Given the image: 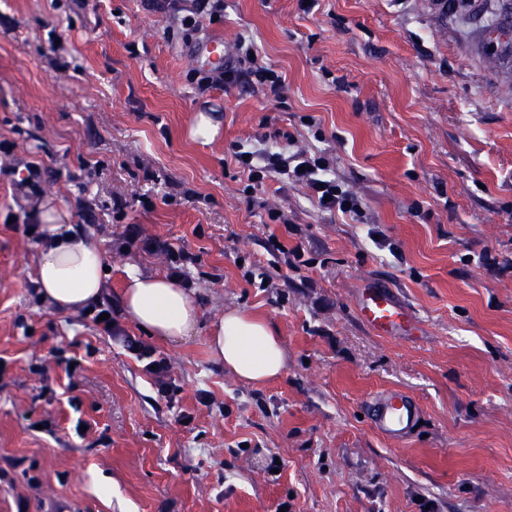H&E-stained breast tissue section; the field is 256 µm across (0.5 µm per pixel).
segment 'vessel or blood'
Returning <instances> with one entry per match:
<instances>
[{
	"instance_id": "vessel-or-blood-1",
	"label": "vessel or blood",
	"mask_w": 512,
	"mask_h": 512,
	"mask_svg": "<svg viewBox=\"0 0 512 512\" xmlns=\"http://www.w3.org/2000/svg\"><path fill=\"white\" fill-rule=\"evenodd\" d=\"M357 313L368 329L383 336L403 334L416 326L409 308L384 286L364 288L357 302ZM368 410L372 429L395 442L410 436L421 415L415 399L398 390L375 394Z\"/></svg>"
}]
</instances>
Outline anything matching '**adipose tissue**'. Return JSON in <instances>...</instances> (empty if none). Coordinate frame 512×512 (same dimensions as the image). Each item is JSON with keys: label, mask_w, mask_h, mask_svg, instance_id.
<instances>
[{"label": "adipose tissue", "mask_w": 512, "mask_h": 512, "mask_svg": "<svg viewBox=\"0 0 512 512\" xmlns=\"http://www.w3.org/2000/svg\"><path fill=\"white\" fill-rule=\"evenodd\" d=\"M44 237L36 281L50 306L73 313L99 301L103 292L105 258L83 235L68 232L70 215L49 210L42 215ZM119 306L137 327L159 339L178 344L191 338L202 310L193 291L174 279L130 271ZM214 359L237 379L260 385L281 376L287 353L274 322L239 309L225 310L207 338Z\"/></svg>", "instance_id": "1"}]
</instances>
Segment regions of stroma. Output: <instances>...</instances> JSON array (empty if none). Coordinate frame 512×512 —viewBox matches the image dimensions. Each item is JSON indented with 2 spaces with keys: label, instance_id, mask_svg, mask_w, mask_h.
<instances>
[{
  "label": "stroma",
  "instance_id": "obj_1",
  "mask_svg": "<svg viewBox=\"0 0 512 512\" xmlns=\"http://www.w3.org/2000/svg\"><path fill=\"white\" fill-rule=\"evenodd\" d=\"M225 3L185 40L167 0H0V466L26 457L42 478L0 479V512H512V69L495 63L512 27L487 29L459 0ZM215 36L228 58L253 42L282 99L199 93L190 74ZM200 112L219 124L207 144L188 135ZM261 135L324 155L361 217L319 210L300 184L249 185L233 150ZM31 164L36 194L20 184ZM44 205L103 251L114 311L129 270L171 273L166 253L128 244L129 225L195 255L194 336L167 343L121 316L110 336L35 300L26 227ZM273 238L302 264L270 253ZM373 280L418 332L360 322ZM229 308L277 324L280 378L248 384L210 355ZM128 336L167 362L170 397ZM386 388L421 407L407 440L362 416Z\"/></svg>",
  "mask_w": 512,
  "mask_h": 512
}]
</instances>
